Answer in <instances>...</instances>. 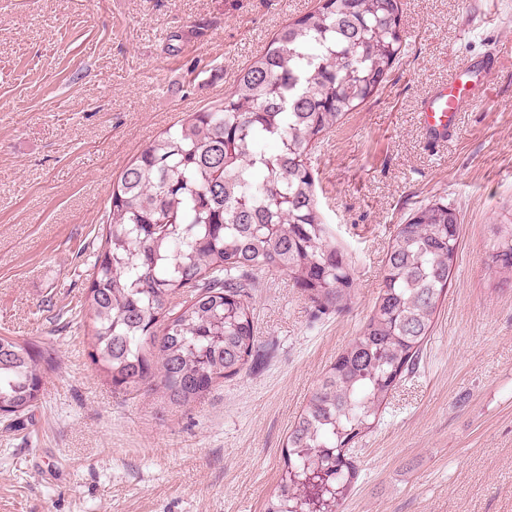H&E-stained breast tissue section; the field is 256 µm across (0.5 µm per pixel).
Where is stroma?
I'll use <instances>...</instances> for the list:
<instances>
[{
  "label": "stroma",
  "mask_w": 512,
  "mask_h": 512,
  "mask_svg": "<svg viewBox=\"0 0 512 512\" xmlns=\"http://www.w3.org/2000/svg\"><path fill=\"white\" fill-rule=\"evenodd\" d=\"M315 3L0 0V336L59 360L22 428L0 417V512H263L290 426L374 307L397 225L435 202L462 224L448 295L358 442L341 512H512V283L486 265L490 225L512 224V0H401L399 63L309 156L351 261L344 311L317 314L287 274H263L252 358L190 408L113 392L90 357L77 308L113 182ZM490 52L484 99L429 147L423 99Z\"/></svg>",
  "instance_id": "1"
}]
</instances>
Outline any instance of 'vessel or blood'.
Wrapping results in <instances>:
<instances>
[{"label": "vessel or blood", "mask_w": 512, "mask_h": 512, "mask_svg": "<svg viewBox=\"0 0 512 512\" xmlns=\"http://www.w3.org/2000/svg\"><path fill=\"white\" fill-rule=\"evenodd\" d=\"M496 63L492 56L465 61L458 66L454 78L434 88L424 99L421 117L428 143L440 144L455 132L458 113L475 104L487 71Z\"/></svg>", "instance_id": "vessel-or-blood-1"}]
</instances>
